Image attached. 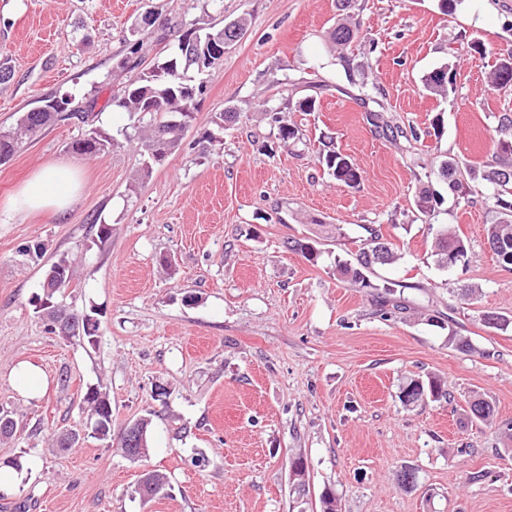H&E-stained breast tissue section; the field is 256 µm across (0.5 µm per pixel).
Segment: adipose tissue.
<instances>
[{
  "label": "adipose tissue",
  "instance_id": "ef3b65f1",
  "mask_svg": "<svg viewBox=\"0 0 512 512\" xmlns=\"http://www.w3.org/2000/svg\"><path fill=\"white\" fill-rule=\"evenodd\" d=\"M80 172L69 164H49L33 172L6 206L16 213L68 210L80 191Z\"/></svg>",
  "mask_w": 512,
  "mask_h": 512
}]
</instances>
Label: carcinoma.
I'll return each mask as SVG.
<instances>
[{
    "label": "carcinoma",
    "instance_id": "cac0c4a2",
    "mask_svg": "<svg viewBox=\"0 0 512 512\" xmlns=\"http://www.w3.org/2000/svg\"><path fill=\"white\" fill-rule=\"evenodd\" d=\"M352 15L347 14L338 19L336 27L330 38L336 47L342 50L339 59H344L343 51L360 40L359 24L351 21ZM238 31L237 38H242L248 28V20L239 16L224 23V26L200 34L196 28L178 31V41H192L196 43L198 61L187 63L182 53V46H177L174 55L161 63H156L148 69L141 71L135 78L122 87L121 91L112 97V105L129 113H145L150 116L149 135L146 140V150L151 158L162 161L169 153L179 146L184 130L171 127L166 135H161L163 121L154 116L156 112L185 115L192 118L196 110L197 98L202 95L204 86L195 82L188 72L193 70L202 74L218 63V60H209L208 42L210 39H226L227 29ZM487 81L494 87H503L512 83V54L500 59L487 73ZM425 91L431 95L447 97L455 92L456 81L443 82L439 75L428 73L424 78ZM68 100H55L48 96L42 99V105L20 113L15 126L0 131V155L13 156L21 147L24 140L36 136L46 127L64 118V106ZM370 121L380 129L382 135L393 140L402 137L407 141H420V135L413 127L404 129L392 126L385 122L379 113H369ZM118 145L117 140L102 129H92L82 138L72 144L74 152L81 155L97 156L109 152ZM321 163L325 165L329 174L336 181L348 187H354L361 180V172L354 162L347 156L330 150L322 155ZM437 177L448 182V189L457 195L463 203H470L471 196L477 192L476 183L480 182L488 190L487 199L503 211V217L494 224L488 225L486 230L487 243L496 256L498 262L507 268H512V138H502L497 143V159L495 164L487 170L470 169L468 177H462L458 165L451 159L443 161L438 170ZM441 198L430 188L420 189L414 198V205L419 213L431 217L440 204ZM467 245L464 240L448 225L443 224L438 229L434 253L438 265L446 268L452 264L466 263ZM400 259V255L393 250L390 244L382 241V234L372 229L370 237L358 256V266L343 264L339 271L350 276L351 280L364 288H371L373 284L364 271L374 265H391ZM35 309L45 322L46 330L50 333L60 331L56 320L66 314L77 312L75 308L64 305L48 306L42 298L35 301ZM439 400L448 396L447 387L436 381L424 382L411 379L401 388L400 399L406 405H411L425 396ZM87 417L102 421L98 429L87 428L88 435L99 439L112 438V400L106 387L101 384L87 387L81 398Z\"/></svg>",
    "mask_w": 512,
    "mask_h": 512
}]
</instances>
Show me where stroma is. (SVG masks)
<instances>
[{"label": "stroma", "instance_id": "1", "mask_svg": "<svg viewBox=\"0 0 512 512\" xmlns=\"http://www.w3.org/2000/svg\"><path fill=\"white\" fill-rule=\"evenodd\" d=\"M149 10L157 24H143ZM241 15L248 30L204 73L180 145L145 169L140 115L112 106L133 76L130 44L148 68L176 52V28ZM352 16L363 41L343 63L329 39L336 0H0V62L14 72L0 86V129L49 95L74 112L0 163V409L18 423L0 459L19 454L25 464L0 512L19 499L28 512H319L326 489L341 512H512V327L482 320L512 319V269L486 242L497 208L458 204L434 176L450 156L477 168L495 159L512 84L491 86L486 74L512 52V0H456L448 14L439 0H354ZM443 66L458 69V88L436 99L422 79ZM315 81L326 84L321 94ZM312 94L316 112L295 111ZM364 94L389 124L423 139H386L358 102ZM230 108L239 119L228 125ZM276 112L296 139L280 140ZM95 127L117 147L74 153ZM330 149L359 167L358 186L327 174L319 156ZM51 163L82 174L72 207L6 210ZM424 186L442 199L431 219L413 208ZM103 224L112 230L104 245ZM442 224L467 241L466 264L438 266ZM372 228L400 259L374 267L364 288L336 265L355 263ZM299 239L315 243L317 261L289 249ZM34 242L45 255H22ZM63 254L71 281L57 300L98 310L97 347L46 332L32 305ZM387 282L404 309L385 316L376 288ZM468 288L476 299H464ZM453 333L472 351L449 342ZM24 362L48 379L33 398L14 386ZM418 377L444 382L447 400L404 405L400 390ZM101 382L113 432L151 417L145 457L90 437L60 447L84 431L81 397ZM477 399L493 408L491 421L472 417ZM297 453L307 463L302 498L290 476ZM407 466L410 490L398 481ZM152 471L171 489L146 502L136 487Z\"/></svg>", "mask_w": 512, "mask_h": 512}]
</instances>
